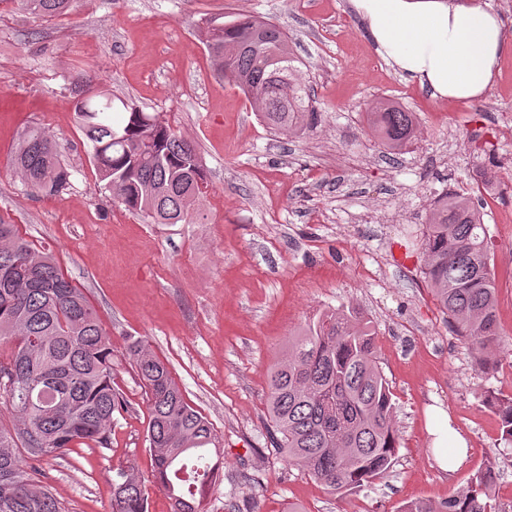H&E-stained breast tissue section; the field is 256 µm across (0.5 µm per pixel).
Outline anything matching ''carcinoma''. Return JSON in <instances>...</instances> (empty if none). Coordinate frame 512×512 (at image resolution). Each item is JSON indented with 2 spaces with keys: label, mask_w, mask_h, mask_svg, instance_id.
Wrapping results in <instances>:
<instances>
[{
  "label": "carcinoma",
  "mask_w": 512,
  "mask_h": 512,
  "mask_svg": "<svg viewBox=\"0 0 512 512\" xmlns=\"http://www.w3.org/2000/svg\"><path fill=\"white\" fill-rule=\"evenodd\" d=\"M31 14L58 17L72 0H13ZM205 46L215 70L249 99L267 127L298 134L314 126L302 60L276 24L254 16L204 21ZM112 120V96L97 92L75 111L91 142L104 188L125 207L156 224L187 222L207 186L194 145L152 114L126 103ZM369 123L396 153L418 132L415 114L388 100L372 106ZM14 171L31 192L60 195L70 187L55 140L40 127L22 135ZM472 198L447 193L432 205L422 252L425 277L448 327L489 369L500 346L493 243ZM145 388L152 482L171 512H203L222 472L211 423L185 399L167 364L141 340L129 345ZM0 512H62L49 487L38 484L39 462L76 446H108L112 419L126 402L112 378V341L83 289L50 253L0 221ZM267 409L275 448L330 491L344 495L373 482L398 452L389 383L378 366L375 332L354 311L328 310L289 340L288 356L271 369ZM499 441L512 446V398L493 403ZM498 463L483 462L466 485L438 501H417L401 512H503L496 496ZM112 512H147L134 469L113 481Z\"/></svg>",
  "instance_id": "obj_1"
}]
</instances>
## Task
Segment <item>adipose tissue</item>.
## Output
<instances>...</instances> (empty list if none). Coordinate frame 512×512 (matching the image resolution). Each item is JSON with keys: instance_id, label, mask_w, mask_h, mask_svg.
Returning <instances> with one entry per match:
<instances>
[{"instance_id": "1", "label": "adipose tissue", "mask_w": 512, "mask_h": 512, "mask_svg": "<svg viewBox=\"0 0 512 512\" xmlns=\"http://www.w3.org/2000/svg\"><path fill=\"white\" fill-rule=\"evenodd\" d=\"M376 50L395 73L433 98L486 96L508 47L488 0H350Z\"/></svg>"}]
</instances>
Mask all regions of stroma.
Returning <instances> with one entry per match:
<instances>
[{
  "label": "stroma",
  "instance_id": "35a3bbf8",
  "mask_svg": "<svg viewBox=\"0 0 512 512\" xmlns=\"http://www.w3.org/2000/svg\"><path fill=\"white\" fill-rule=\"evenodd\" d=\"M241 14L287 32L314 90L315 128L270 130L216 76L197 25ZM91 88L195 145L207 187L193 220L150 223L104 189L75 112ZM380 98L417 117L420 134L401 154L387 153L368 126ZM31 125L58 144L71 173L63 195L31 194L14 173ZM490 143L499 188L484 219L504 346L484 373L431 294L421 238L439 194L480 184ZM0 221L84 289L112 339L114 382L128 404L109 447L38 464L37 480L64 512H112V479L126 466L146 480L149 512H170L150 482L147 398L128 353L135 339L168 365L222 443L223 477L205 512H401L447 498L492 455L499 500L512 512V447L498 446L487 402L491 392L512 397V50L486 97L453 103L394 73L349 0H74L52 19L0 0ZM336 308L375 330L400 444L387 473L342 496L273 447L266 408L269 371L289 338ZM439 409L470 448L450 473L431 449L429 415Z\"/></svg>",
  "mask_w": 512,
  "mask_h": 512
}]
</instances>
